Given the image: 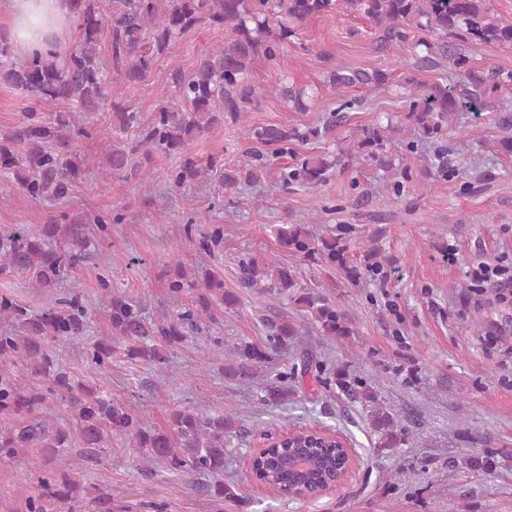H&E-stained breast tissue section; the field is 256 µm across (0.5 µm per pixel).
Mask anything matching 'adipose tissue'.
I'll return each mask as SVG.
<instances>
[{"mask_svg": "<svg viewBox=\"0 0 512 512\" xmlns=\"http://www.w3.org/2000/svg\"><path fill=\"white\" fill-rule=\"evenodd\" d=\"M0 40L24 56L63 50L71 19L69 0H8Z\"/></svg>", "mask_w": 512, "mask_h": 512, "instance_id": "1", "label": "adipose tissue"}]
</instances>
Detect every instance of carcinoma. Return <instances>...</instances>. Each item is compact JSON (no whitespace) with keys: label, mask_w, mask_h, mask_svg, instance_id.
I'll use <instances>...</instances> for the list:
<instances>
[{"label":"carcinoma","mask_w":512,"mask_h":512,"mask_svg":"<svg viewBox=\"0 0 512 512\" xmlns=\"http://www.w3.org/2000/svg\"><path fill=\"white\" fill-rule=\"evenodd\" d=\"M70 7L76 27L65 61H58L50 50L29 60L15 61L10 57L9 46L0 44V83L31 99L24 119L0 134V166L15 170L19 186L34 202L49 196L66 197L81 172V155L72 139L76 133L88 136L90 132L71 121V116L49 117L46 110L63 100L73 103L79 112L99 110L111 82L110 71L98 55V45L104 37L109 38L117 72L129 83H142L172 39L205 23L224 28V44L205 54L191 76H185L178 66L170 70L169 80L179 104L159 107L145 124L136 109L112 102L113 128L123 133L134 129L139 132L140 141L137 146L119 145L108 151L111 174L125 179L139 175L135 155L140 145L176 152L180 163L168 179L177 188L198 179L206 170L213 171L217 164L212 160L203 167L193 150L195 140L219 117L236 122L258 102L260 91L250 81L256 62L277 59L300 28L320 15L336 12L370 22L378 33L374 45L379 52L388 53L404 44L411 33H419L414 44L415 67L426 70L443 62L451 64L466 86L465 104L470 107H477V103L498 91H512V71L484 74L469 65L470 50L512 49V22L497 18L487 0H70ZM387 82V73L377 69L337 66L325 75V84L333 89L381 87ZM269 92L292 103L298 111L309 106L306 89L293 84L281 82ZM405 103L402 120L426 139L439 135L448 114L459 106L448 88L440 86L425 93H410ZM340 119V112L333 111L320 125L305 132L266 125L249 129L247 136L253 143L254 157L268 169L288 153V144L326 137ZM352 152L388 174H407L396 164L401 149L384 135L380 125L364 129ZM342 162L343 157L331 159L326 152L297 153L292 164L279 171V179L286 187L313 191ZM256 182V169L226 165L215 188L224 194L242 183ZM55 228L56 225L47 224L39 234L19 228L1 235L0 269L30 273L38 287L54 289L62 269L84 257L86 244L85 225H69L70 243L66 245L54 239ZM272 232L279 245L299 259L320 260L329 266L346 265L348 239L342 234L316 238L303 224H277ZM371 242L374 246L364 256V275L373 278L381 273V263L380 249L375 246L377 236H372ZM240 275L244 288L288 296L312 316L323 335L352 333L349 321L336 304L319 293L296 291L297 283L287 268L242 260ZM100 282L112 331L126 343L124 354L150 364H163L166 349L185 342L189 333L203 329V321L213 324L222 312L238 304L237 295L224 290V281L213 272H205L200 280L190 278L179 264L167 294L177 299L196 292L199 306L152 322L143 316L138 305L113 294L107 280L102 278ZM1 312L22 329L20 336L11 330L0 331V416L8 420L0 425L1 464L18 459L26 448L40 449L48 464L71 448V436L55 429L43 417L47 403L59 400L77 411L79 455L97 459L112 435H120L133 441L148 463L161 461L183 476L212 478L208 484L196 485L212 497L236 496L233 487L217 480L224 473V440L232 425L230 415L204 416L193 410L176 409L167 428H152L119 400L87 391L58 368L53 344L81 334L83 311L66 313L51 305L30 313L3 297ZM263 327L264 344L245 341L233 351L232 365L225 368L230 376L252 375L255 365L270 361L271 354L298 335L297 326L283 319H265ZM84 357L104 368L112 363V346L89 344ZM17 368L29 374L36 384L23 386L15 373ZM362 401L370 407V421L378 433L377 446L398 447L402 439L397 429L398 414L381 405L369 391L362 394ZM306 443L317 447L311 457L317 468L311 483L325 485L336 476V455L328 449L321 450L322 440L308 435L286 440L278 448L267 449L268 457L263 459L266 478L285 493L288 480L275 469L273 461ZM37 483L40 492L25 498V512H61V506L83 499L80 481L72 472L42 469Z\"/></svg>","instance_id":"1"}]
</instances>
